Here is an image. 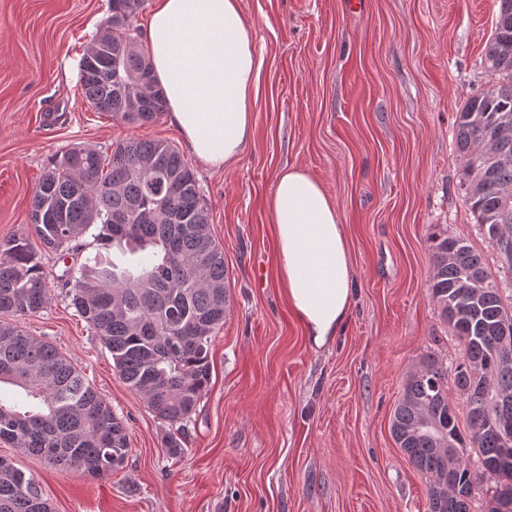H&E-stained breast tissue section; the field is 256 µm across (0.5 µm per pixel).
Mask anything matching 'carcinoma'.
I'll return each instance as SVG.
<instances>
[{
	"label": "carcinoma",
	"instance_id": "cac0c4a2",
	"mask_svg": "<svg viewBox=\"0 0 512 512\" xmlns=\"http://www.w3.org/2000/svg\"><path fill=\"white\" fill-rule=\"evenodd\" d=\"M499 15L484 64L493 84L457 113L467 202L492 246L512 269V0ZM140 0H112V38L81 57L80 85L96 112L129 127L160 119L167 103L133 19ZM154 168L147 173L143 162ZM29 221L42 251L26 235L0 242V315L19 319L44 308L49 274L43 256H75L98 224V251L56 275L71 305L109 350L115 369L150 410L175 428L168 455L183 453L185 426L210 384L209 346L229 311L224 252L210 232L211 214L188 162L172 144L123 139L110 154L73 145L43 174ZM429 295L464 346L448 368L427 358L408 377L391 432L428 484V512H471V456L494 480L489 512H512V455L500 433L483 424L509 408L512 352L500 343L504 304L497 280L466 240L444 228L431 237ZM25 399L0 394V442L61 472L93 478L123 465L128 432L111 406L53 345L0 321V384ZM457 398H452L451 393ZM469 430L460 428L456 399ZM462 456L448 468L444 445ZM0 512H51L36 476L0 469Z\"/></svg>",
	"mask_w": 512,
	"mask_h": 512
}]
</instances>
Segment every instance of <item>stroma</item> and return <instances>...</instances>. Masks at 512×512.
<instances>
[{
  "mask_svg": "<svg viewBox=\"0 0 512 512\" xmlns=\"http://www.w3.org/2000/svg\"><path fill=\"white\" fill-rule=\"evenodd\" d=\"M262 60L243 152L213 168L161 117L130 127L92 111L79 62L111 0H0V241L30 232L53 158L168 142L193 169L224 250L230 310L210 342V385L180 456L170 431L116 372L111 353L50 282L19 319L54 344L123 419L129 452L103 478L63 473L0 443L52 512H426V481L391 433L406 379L429 356L455 368L460 341L429 297L430 238H465L503 263L466 201L457 112L487 89L497 0H240ZM336 204L354 293L337 336L311 345L276 269L266 201L284 169Z\"/></svg>",
  "mask_w": 512,
  "mask_h": 512,
  "instance_id": "stroma-1",
  "label": "stroma"
}]
</instances>
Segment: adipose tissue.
Segmentation results:
<instances>
[{
	"instance_id": "adipose-tissue-1",
	"label": "adipose tissue",
	"mask_w": 512,
	"mask_h": 512,
	"mask_svg": "<svg viewBox=\"0 0 512 512\" xmlns=\"http://www.w3.org/2000/svg\"><path fill=\"white\" fill-rule=\"evenodd\" d=\"M143 37L171 124L202 162L223 167L251 136L262 65L240 0H155ZM267 206L288 301L310 342L324 346L346 319L353 294L337 208L317 179L296 169L279 174Z\"/></svg>"
}]
</instances>
